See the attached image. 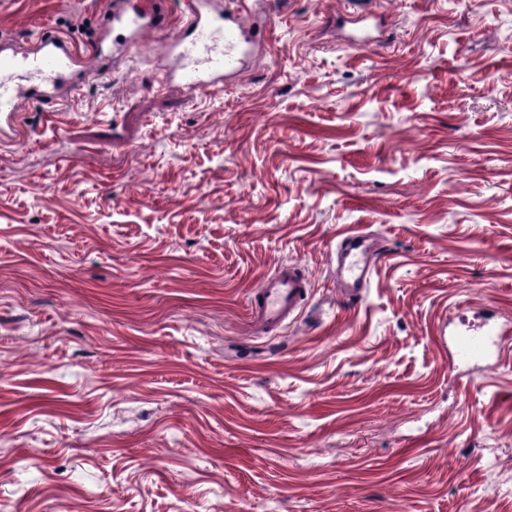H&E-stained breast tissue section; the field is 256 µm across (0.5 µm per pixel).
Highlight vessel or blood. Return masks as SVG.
<instances>
[{
	"mask_svg": "<svg viewBox=\"0 0 512 512\" xmlns=\"http://www.w3.org/2000/svg\"><path fill=\"white\" fill-rule=\"evenodd\" d=\"M238 10L217 11L212 0H180L178 26L162 42L157 54L163 59L182 60L180 74L163 71V83L179 78L189 92L205 90L235 70L241 58L251 54L256 43L250 28ZM112 22L123 26L129 44H136L149 30L162 26L164 16L159 0H123L113 13ZM95 48L78 49L57 32L45 31L37 37L33 49L0 51V119L12 123L23 106L53 101L60 88L67 86L71 73L87 65ZM361 235L340 239L337 257L338 276L352 280L350 298L356 288L366 284L370 275ZM307 295L306 281L298 265L289 263L267 276L248 309L250 321L267 329L287 326L301 311ZM496 326L464 335L455 343L456 355L463 361H479L492 356Z\"/></svg>",
	"mask_w": 512,
	"mask_h": 512,
	"instance_id": "1",
	"label": "vessel or blood"
}]
</instances>
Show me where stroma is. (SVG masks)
<instances>
[{
	"label": "stroma",
	"instance_id": "stroma-1",
	"mask_svg": "<svg viewBox=\"0 0 512 512\" xmlns=\"http://www.w3.org/2000/svg\"><path fill=\"white\" fill-rule=\"evenodd\" d=\"M113 9L0 0V45L102 48L0 129V512H512V0H249L262 57L191 97ZM364 244L360 234H349L340 239L337 248L340 264L336 275L352 280L356 286L366 284L370 275ZM307 295L306 281L296 264L280 265L267 276L248 309L250 321L269 330L288 326L301 312ZM493 336H501L495 325L489 326L485 332L460 336L455 343L457 357L462 361H479L491 357L496 345Z\"/></svg>",
	"mask_w": 512,
	"mask_h": 512
}]
</instances>
